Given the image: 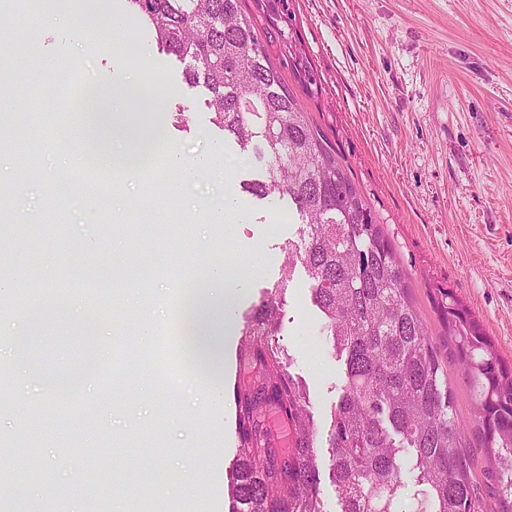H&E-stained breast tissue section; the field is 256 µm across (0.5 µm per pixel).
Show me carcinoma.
I'll return each mask as SVG.
<instances>
[{"mask_svg":"<svg viewBox=\"0 0 512 512\" xmlns=\"http://www.w3.org/2000/svg\"><path fill=\"white\" fill-rule=\"evenodd\" d=\"M158 48L186 63L185 81L208 92L212 124L238 153L263 163L260 179L242 189L260 199L288 202L299 224L288 241L285 279L301 265L322 313L328 351L342 364V385L330 420L321 425L305 387L277 346L284 289L265 293L241 334L239 365L256 367L258 383L234 386L237 456L232 466V512H327L322 481L336 491L335 512H400L411 495L422 512H512V364L456 296L441 294L438 309L461 373L475 390L476 431L484 447L479 475L455 418L448 371L418 312L407 270L366 197L339 162L324 133L311 124L297 97L272 65L265 43L282 46L285 64L302 87L317 84L305 53L278 22L292 24L289 0H254L267 22L265 36L241 8L244 0H127ZM11 84L26 70L0 54ZM30 136L14 121L3 139ZM57 323L49 311L32 314L19 351L32 358L39 336ZM92 325L79 370L63 380L75 388L95 369ZM202 368L221 371V352L197 344ZM276 406L293 441L279 454L269 445L262 416ZM327 448L328 456L319 453ZM415 490L408 493L404 473Z\"/></svg>","mask_w":512,"mask_h":512,"instance_id":"obj_1","label":"carcinoma"}]
</instances>
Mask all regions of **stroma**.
I'll use <instances>...</instances> for the list:
<instances>
[{
	"label": "stroma",
	"mask_w": 512,
	"mask_h": 512,
	"mask_svg": "<svg viewBox=\"0 0 512 512\" xmlns=\"http://www.w3.org/2000/svg\"><path fill=\"white\" fill-rule=\"evenodd\" d=\"M291 9L290 31L319 77L298 99L391 239L431 339L447 351L437 303L450 291L512 364V0H292ZM90 10L99 24L88 33L80 20ZM68 12L66 24L32 23L8 10L11 40L32 45L35 60L13 93V111L26 113L34 140L45 141L55 119L40 112L37 92L50 67L72 65L86 81L121 75L130 59L141 64L137 83L107 127L118 144L146 124L159 139L140 177L88 181V193L66 204L71 224L91 210L112 225L105 242L74 240L55 222L50 185L78 166L79 146L66 156L41 152L23 180L17 155L0 151V184H20L15 216L28 230L0 244V275L14 284L0 303V326H19L38 294L15 284L36 279L48 290L67 284L107 330L87 396L72 406L40 407L44 378H18L9 360L0 361V512H229L239 331L280 281L282 248L296 227L286 206L242 192L258 163L225 145L204 93L187 84L182 64L158 53L126 0H70ZM194 167L183 217L172 223L165 186ZM149 186L158 224L172 227L173 243L162 249L144 226L127 228L126 199ZM146 247L158 248L161 260L131 308L112 274L137 283L133 257ZM75 254L92 260L100 280L74 276ZM224 262L236 269L227 293L232 331L223 339V401L212 413L210 380L184 359L179 342L141 330L175 303L177 279ZM306 281L299 270L286 286L277 340L324 422L340 393V370L318 344L309 294L297 290ZM448 382L457 418L480 450L472 389L456 365Z\"/></svg>",
	"instance_id": "1"
}]
</instances>
